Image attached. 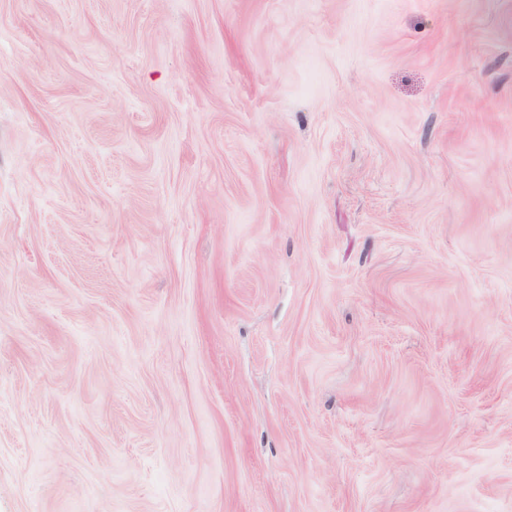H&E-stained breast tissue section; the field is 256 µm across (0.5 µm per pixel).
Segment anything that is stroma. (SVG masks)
<instances>
[{
  "mask_svg": "<svg viewBox=\"0 0 512 512\" xmlns=\"http://www.w3.org/2000/svg\"><path fill=\"white\" fill-rule=\"evenodd\" d=\"M0 512H512V0H0Z\"/></svg>",
  "mask_w": 512,
  "mask_h": 512,
  "instance_id": "35a3bbf8",
  "label": "stroma"
}]
</instances>
